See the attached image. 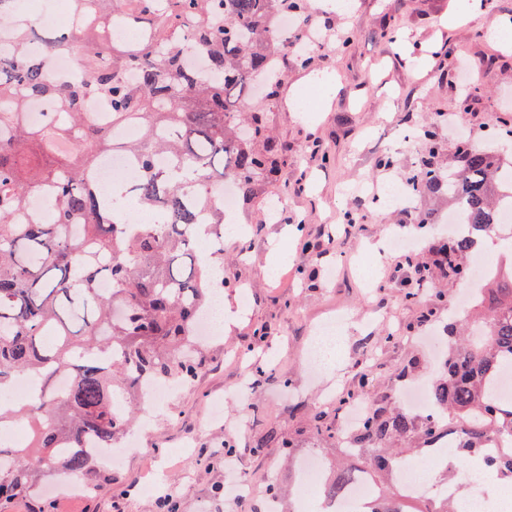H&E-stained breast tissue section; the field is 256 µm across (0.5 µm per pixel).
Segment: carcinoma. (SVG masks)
<instances>
[{
	"mask_svg": "<svg viewBox=\"0 0 512 512\" xmlns=\"http://www.w3.org/2000/svg\"><path fill=\"white\" fill-rule=\"evenodd\" d=\"M72 2L74 24L61 32L36 27L17 0H0V29L14 39L13 52L0 55V389L21 374L43 384L34 404L0 406V428L23 418L36 424L31 445H0V500L36 490L45 474L94 479L91 449L112 447L131 425L129 390L141 380L195 376L198 366L183 350L194 317L224 284L221 254L196 258L197 243L224 224L220 208L210 222L199 220L212 186L228 176L244 200L262 180L279 181L288 193L265 106L245 112L242 104L256 85L266 100L274 98L280 61L301 39L308 0ZM288 15L297 21L291 31L279 28ZM101 18L138 39L99 47L86 81L52 71L50 58L60 51L82 57ZM34 42L42 46L38 54L30 52ZM87 97L108 101L113 124H138L140 140L116 142L81 110ZM38 102L50 112L31 127L25 110ZM109 151L128 155L134 176L103 194L92 170ZM458 154L448 178L427 161L408 184L414 195L444 188L466 205V230L451 238L443 263L452 278L461 270L470 276L462 257L499 224L497 186H509L512 201V177L503 176L511 161L468 140ZM130 189L158 223L128 218ZM32 194L55 206L54 223L26 215ZM71 224L83 235L73 236ZM103 277L112 280L108 295L96 288ZM473 303L482 340L472 346L451 337L445 367L430 385L442 419L463 424L454 448L465 454L482 451L491 433L512 440V399L498 392L500 376L512 371V279L487 275ZM54 372L70 379L62 396L52 388ZM438 435V421L375 411L354 442L376 446L371 461L386 468L393 439L427 443ZM488 471L512 482V453L481 467ZM352 482L340 471L324 493L338 498Z\"/></svg>",
	"mask_w": 512,
	"mask_h": 512,
	"instance_id": "cac0c4a2",
	"label": "carcinoma"
}]
</instances>
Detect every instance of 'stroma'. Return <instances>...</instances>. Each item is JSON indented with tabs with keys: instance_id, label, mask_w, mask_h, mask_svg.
<instances>
[{
	"instance_id": "35a3bbf8",
	"label": "stroma",
	"mask_w": 512,
	"mask_h": 512,
	"mask_svg": "<svg viewBox=\"0 0 512 512\" xmlns=\"http://www.w3.org/2000/svg\"><path fill=\"white\" fill-rule=\"evenodd\" d=\"M463 6L356 0L344 14L310 0L304 31H321L324 43L309 65L293 55L283 61L285 77L266 112L293 187L282 195L275 183H257L233 218L245 234L224 240V302L237 325L197 346L198 375L157 410L138 453L121 466H101L90 496L44 492L46 512H163L164 497L179 512H233L224 494L229 458L258 488L251 512H266L273 486L283 512H296L297 464L306 453L328 480L339 468L365 467L370 450L347 456L339 449L348 402L387 414L400 408V390L427 383L444 362L419 335L469 316L457 306L463 282L451 285L436 273L408 290L391 277L403 253L375 248L385 236L412 235L415 261L434 263L448 240L440 222L447 196L422 194L397 207L376 195L412 173L429 148L437 149L441 171L451 170L459 137L486 146L497 119L512 120V50L488 34L512 20V0H486L480 14L446 30L443 20ZM389 26L413 45L415 63L383 38ZM456 56L479 64L467 96L451 67ZM448 112L457 134L448 132ZM428 129L434 140L424 138ZM387 156L393 167H383ZM425 217L429 225L418 228ZM334 317L344 337L340 365L310 371L314 332ZM244 386L248 397L232 399Z\"/></svg>"
}]
</instances>
